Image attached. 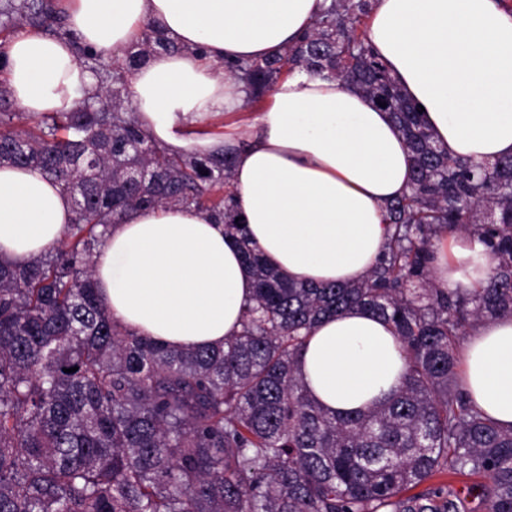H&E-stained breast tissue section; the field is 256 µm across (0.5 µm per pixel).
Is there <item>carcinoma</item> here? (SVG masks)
<instances>
[{
    "mask_svg": "<svg viewBox=\"0 0 512 512\" xmlns=\"http://www.w3.org/2000/svg\"><path fill=\"white\" fill-rule=\"evenodd\" d=\"M373 2L331 0L294 45L222 64L248 106L295 69L386 104L410 187L384 207L387 252L350 284L292 281L256 252L236 221L234 156L174 155L141 129L129 73L186 50L154 25L120 61L79 49L97 85L68 111L3 109L0 83V165L39 168L75 214L50 250L0 259V512H512V430L460 390L455 357L467 329L512 314V156H448L371 44ZM19 25L67 36L50 0H0V33ZM161 205L205 210L238 236L255 290L221 345L124 331L99 295L93 259L114 215ZM443 228L478 236L486 285L432 283ZM354 306L393 326L407 369L379 406L330 416L296 363L320 319ZM438 473L475 481L411 493Z\"/></svg>",
    "mask_w": 512,
    "mask_h": 512,
    "instance_id": "cac0c4a2",
    "label": "carcinoma"
}]
</instances>
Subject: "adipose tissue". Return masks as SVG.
<instances>
[{
  "mask_svg": "<svg viewBox=\"0 0 512 512\" xmlns=\"http://www.w3.org/2000/svg\"><path fill=\"white\" fill-rule=\"evenodd\" d=\"M68 34L26 31L4 51L8 89L24 112L72 107L97 79L74 50L108 60L153 23L184 53H158L130 77L139 124L174 153L235 157L232 196L255 248L289 278L364 279L388 239L383 207L408 190V151L390 114L333 78L297 71L256 107L223 61L260 60L295 43L324 0H63ZM368 36L449 155L477 162L512 155V13L501 0H375ZM252 116L245 136H191L218 114ZM73 218L70 196L34 168L0 167V258L22 262L54 246ZM94 278L114 321L168 347L223 343L242 328L253 276L236 237L207 212L136 208L114 218ZM442 288L485 283L484 245L457 233L439 242ZM460 386L512 428V315L479 324L458 349ZM399 338L360 307L322 319L297 372L328 414L369 410L399 386Z\"/></svg>",
  "mask_w": 512,
  "mask_h": 512,
  "instance_id": "1",
  "label": "adipose tissue"
}]
</instances>
